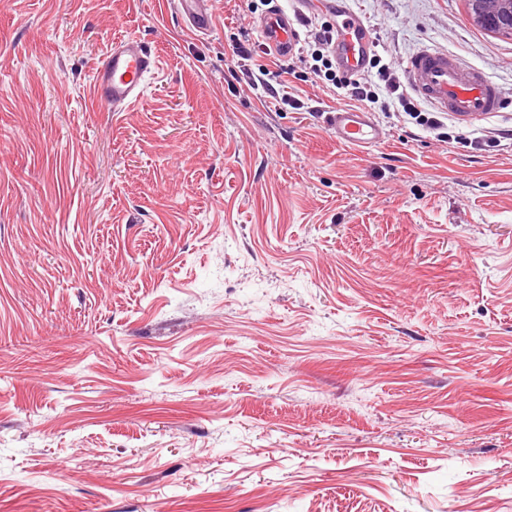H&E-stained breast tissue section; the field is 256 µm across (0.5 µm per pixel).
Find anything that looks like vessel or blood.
<instances>
[{
  "label": "vessel or blood",
  "instance_id": "b4317fda",
  "mask_svg": "<svg viewBox=\"0 0 512 512\" xmlns=\"http://www.w3.org/2000/svg\"><path fill=\"white\" fill-rule=\"evenodd\" d=\"M199 0H180L192 18L195 31L209 30L212 13L198 9ZM293 7L264 17L257 31L266 46L280 56L293 55L301 42L299 24L303 10L320 9L339 20L333 51L342 68L360 71L373 52L363 20L349 7V0H293ZM158 67L156 56L145 51L137 37L113 43L94 69L91 94L112 111L123 112L142 101L145 81ZM405 70L412 92L438 111L468 122H478L502 111L503 97L484 70L462 68L458 61L434 48L413 53ZM325 122L337 143L365 148L380 143L385 134L371 114L358 107H339L327 113Z\"/></svg>",
  "mask_w": 512,
  "mask_h": 512
}]
</instances>
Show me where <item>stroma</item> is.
<instances>
[{
    "mask_svg": "<svg viewBox=\"0 0 512 512\" xmlns=\"http://www.w3.org/2000/svg\"><path fill=\"white\" fill-rule=\"evenodd\" d=\"M0 0V512H512V38L466 0H350L382 64L480 67L448 137L381 81L386 134L301 54L238 43L289 0ZM137 35L125 112L90 79ZM203 0H180L185 12L192 18V27L196 32H203L209 30L214 25V18L212 13L207 10L197 9V4ZM157 67V57L145 51L136 36L120 39L94 69L92 97L114 112H125L142 101L146 78ZM325 122L337 143L348 148H365L385 138L371 114L359 107H336L327 112Z\"/></svg>",
    "mask_w": 512,
    "mask_h": 512,
    "instance_id": "stroma-1",
    "label": "stroma"
}]
</instances>
